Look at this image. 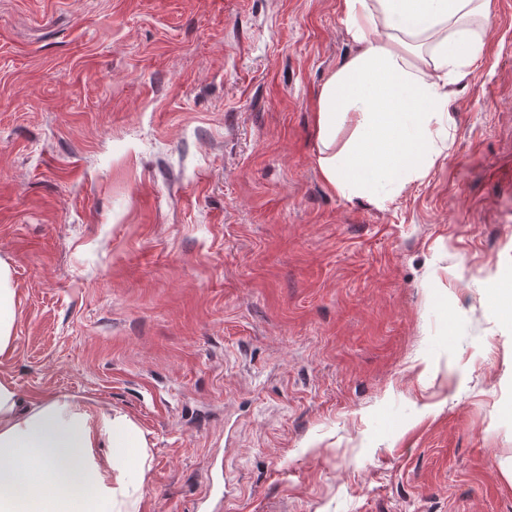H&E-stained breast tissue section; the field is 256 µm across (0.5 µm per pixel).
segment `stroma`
<instances>
[{"instance_id": "1", "label": "stroma", "mask_w": 512, "mask_h": 512, "mask_svg": "<svg viewBox=\"0 0 512 512\" xmlns=\"http://www.w3.org/2000/svg\"><path fill=\"white\" fill-rule=\"evenodd\" d=\"M450 149L324 181L338 0H0L21 397L132 417L137 512H512V0Z\"/></svg>"}]
</instances>
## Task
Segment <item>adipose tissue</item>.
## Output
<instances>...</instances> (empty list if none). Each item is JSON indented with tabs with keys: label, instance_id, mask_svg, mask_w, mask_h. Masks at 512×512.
<instances>
[{
	"label": "adipose tissue",
	"instance_id": "1",
	"mask_svg": "<svg viewBox=\"0 0 512 512\" xmlns=\"http://www.w3.org/2000/svg\"><path fill=\"white\" fill-rule=\"evenodd\" d=\"M491 0H340L354 51L316 101L317 164L338 196L381 205L448 150L453 87L484 52ZM347 140H339L343 129ZM12 267L0 257V358L14 350ZM147 440L127 414L69 396L20 403L0 378V512H123Z\"/></svg>",
	"mask_w": 512,
	"mask_h": 512
}]
</instances>
